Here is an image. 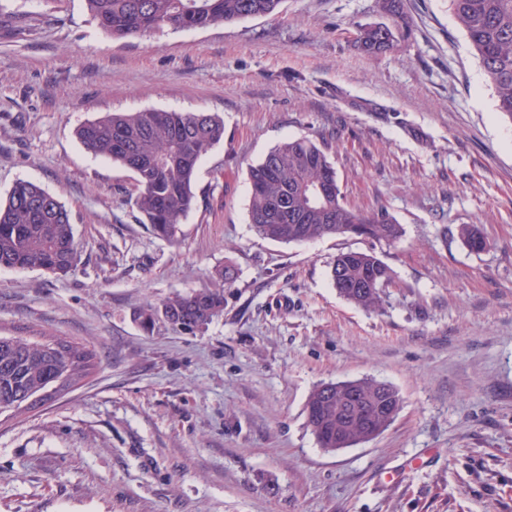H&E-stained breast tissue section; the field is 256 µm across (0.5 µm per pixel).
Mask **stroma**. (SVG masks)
Instances as JSON below:
<instances>
[{
    "label": "stroma",
    "mask_w": 512,
    "mask_h": 512,
    "mask_svg": "<svg viewBox=\"0 0 512 512\" xmlns=\"http://www.w3.org/2000/svg\"><path fill=\"white\" fill-rule=\"evenodd\" d=\"M404 13L394 46L367 56L353 38L386 21L381 0H282L126 39L85 0H0V199L40 185L78 245L64 276L0 268V336L97 358L55 402L0 415V512H512V123L448 0ZM150 109L224 120L171 240L141 223L133 173L76 136ZM303 136L329 142L347 206L402 224L397 243L255 234L248 168ZM348 249L393 269L381 310L331 286ZM226 265L228 285L214 275ZM217 287L224 313L199 332L133 318ZM362 378L395 388L397 417L323 450L310 392Z\"/></svg>",
    "instance_id": "35a3bbf8"
}]
</instances>
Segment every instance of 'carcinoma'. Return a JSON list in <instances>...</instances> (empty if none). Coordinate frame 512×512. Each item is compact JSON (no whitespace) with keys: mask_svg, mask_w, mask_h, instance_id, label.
Instances as JSON below:
<instances>
[{"mask_svg":"<svg viewBox=\"0 0 512 512\" xmlns=\"http://www.w3.org/2000/svg\"><path fill=\"white\" fill-rule=\"evenodd\" d=\"M101 29L115 39L148 31L205 29L274 13L281 0H85ZM459 25L496 94L497 109L512 121V0H449ZM388 24L358 29L356 42L373 55L394 46L406 24L403 0H383ZM92 153L130 170L138 186L134 205L159 238L171 239L195 205L192 191L201 161L224 141V120L206 112L145 110L112 112L76 130ZM325 141L288 139L248 170V214L255 233L274 242L307 243L329 236L355 237L391 245L403 228L388 212L348 207ZM472 251L484 240L471 224L459 226ZM77 264L71 214L52 193L19 181L0 202V268L66 274ZM331 284L347 302L381 307L395 284L392 268L370 251L336 255ZM224 313V289L176 295L134 313L145 329L162 322L195 331ZM96 356L77 343L31 342L0 336V414L32 410L55 400L87 377ZM391 393L379 381L323 383L306 402L307 424L321 448L351 447L366 441L372 426L384 431L396 418L387 414Z\"/></svg>","mask_w":512,"mask_h":512,"instance_id":"1","label":"carcinoma"}]
</instances>
